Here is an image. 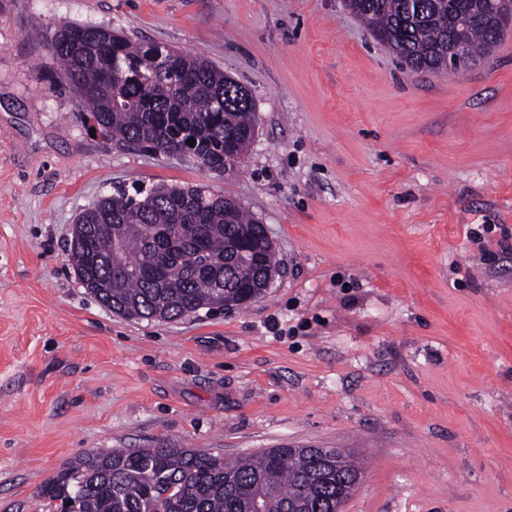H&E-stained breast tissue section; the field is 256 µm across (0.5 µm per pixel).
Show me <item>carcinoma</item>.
<instances>
[{"mask_svg": "<svg viewBox=\"0 0 512 512\" xmlns=\"http://www.w3.org/2000/svg\"><path fill=\"white\" fill-rule=\"evenodd\" d=\"M481 0H345V7L404 64L448 66V41L462 35L480 57L503 28L480 16ZM47 46L78 106L121 146L191 145L207 172L234 162L240 172L257 133L253 99L233 77L196 56L133 43L105 24H60ZM258 220L205 187L120 189L82 212L70 261L88 292L112 312L173 321L261 287L278 272L273 245L256 241L258 260L234 258L237 241ZM363 474L354 455L333 449L329 466L304 448H268L227 461L159 440L150 448L84 452L40 486L61 512H336L343 477Z\"/></svg>", "mask_w": 512, "mask_h": 512, "instance_id": "cac0c4a2", "label": "carcinoma"}]
</instances>
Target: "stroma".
Wrapping results in <instances>:
<instances>
[{"instance_id": "35a3bbf8", "label": "stroma", "mask_w": 512, "mask_h": 512, "mask_svg": "<svg viewBox=\"0 0 512 512\" xmlns=\"http://www.w3.org/2000/svg\"><path fill=\"white\" fill-rule=\"evenodd\" d=\"M106 24L245 85L233 176L91 136L46 36ZM204 186L265 224L244 308L134 320L68 260L80 211ZM167 439L226 458L343 448L344 512H512V25L414 71L343 0H0V512H47L78 454Z\"/></svg>"}]
</instances>
